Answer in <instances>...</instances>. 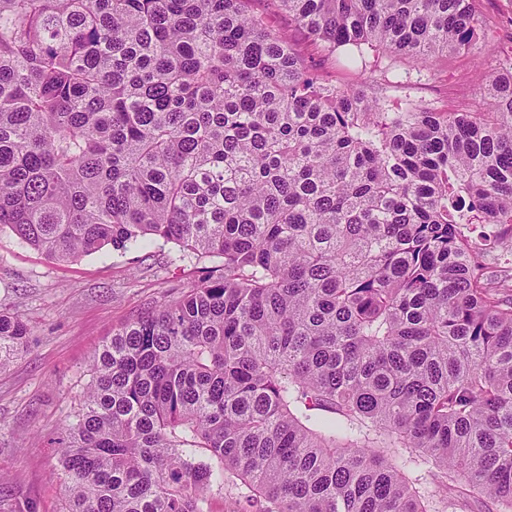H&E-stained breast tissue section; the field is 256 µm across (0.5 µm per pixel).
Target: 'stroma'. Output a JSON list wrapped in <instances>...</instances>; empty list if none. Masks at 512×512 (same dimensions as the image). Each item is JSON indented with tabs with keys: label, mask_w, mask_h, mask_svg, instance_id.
Segmentation results:
<instances>
[{
	"label": "stroma",
	"mask_w": 512,
	"mask_h": 512,
	"mask_svg": "<svg viewBox=\"0 0 512 512\" xmlns=\"http://www.w3.org/2000/svg\"><path fill=\"white\" fill-rule=\"evenodd\" d=\"M252 7L268 15L317 73L356 83L353 67L312 46L274 0H253ZM475 7L495 32L488 52L443 54L422 69L376 48L367 95L385 97L395 109L410 100L438 112L477 107L474 88L512 60V0H475ZM177 253L174 243L159 241L141 252L106 247L60 263L0 230V313L20 315L30 329L23 350L0 368V512H65L57 438L78 411L93 356L113 330L187 292L201 267L212 264L181 262Z\"/></svg>",
	"instance_id": "stroma-1"
}]
</instances>
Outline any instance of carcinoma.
<instances>
[{"label":"carcinoma","mask_w":512,"mask_h":512,"mask_svg":"<svg viewBox=\"0 0 512 512\" xmlns=\"http://www.w3.org/2000/svg\"><path fill=\"white\" fill-rule=\"evenodd\" d=\"M251 2L0 0V227L221 260L95 353L67 512H512V66L389 112ZM277 2L368 75L491 37L474 0ZM28 335L0 314V367Z\"/></svg>","instance_id":"carcinoma-1"}]
</instances>
